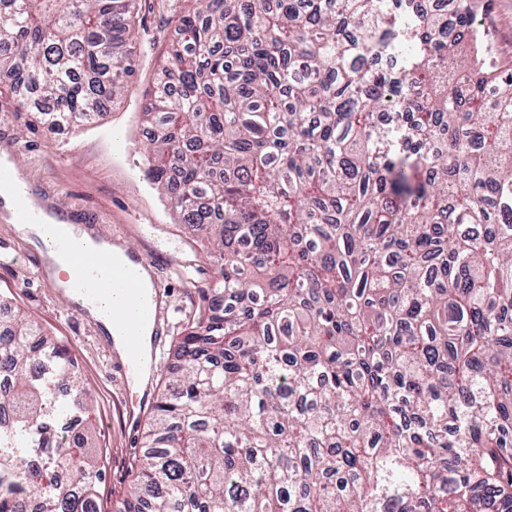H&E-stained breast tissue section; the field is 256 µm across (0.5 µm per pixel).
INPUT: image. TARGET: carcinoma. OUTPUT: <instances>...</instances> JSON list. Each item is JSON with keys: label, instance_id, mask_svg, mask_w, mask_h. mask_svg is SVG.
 <instances>
[{"label": "carcinoma", "instance_id": "cac0c4a2", "mask_svg": "<svg viewBox=\"0 0 512 512\" xmlns=\"http://www.w3.org/2000/svg\"><path fill=\"white\" fill-rule=\"evenodd\" d=\"M137 0H0V112L85 127ZM146 172L215 277L116 512H512V68L489 0H191ZM0 512H100L86 388L0 296ZM38 337V362L28 346Z\"/></svg>", "mask_w": 512, "mask_h": 512}]
</instances>
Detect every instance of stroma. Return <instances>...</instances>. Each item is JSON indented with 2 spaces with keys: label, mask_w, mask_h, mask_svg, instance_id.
<instances>
[{
  "label": "stroma",
  "mask_w": 512,
  "mask_h": 512,
  "mask_svg": "<svg viewBox=\"0 0 512 512\" xmlns=\"http://www.w3.org/2000/svg\"><path fill=\"white\" fill-rule=\"evenodd\" d=\"M184 9L185 0H138L134 72L118 104L94 125L26 135L14 113L0 112V158L18 169L28 193L49 214L95 225L108 237L123 233L127 246L156 257L152 274L166 292L168 334L157 348L150 386L154 393L176 366L177 339L200 304L199 289L215 272L196 232L178 222L166 195L145 174L149 140L144 96L155 83L159 63L178 43V17ZM480 24L490 32L501 64L512 63V0H490ZM4 244L11 260L0 263V293L10 296L78 362L92 396L89 424L102 470L99 508L115 512L132 489L143 454L140 434L125 427L137 397L115 372L116 356L107 337L44 278L31 261L35 247L0 216V246Z\"/></svg>",
  "instance_id": "obj_1"
}]
</instances>
